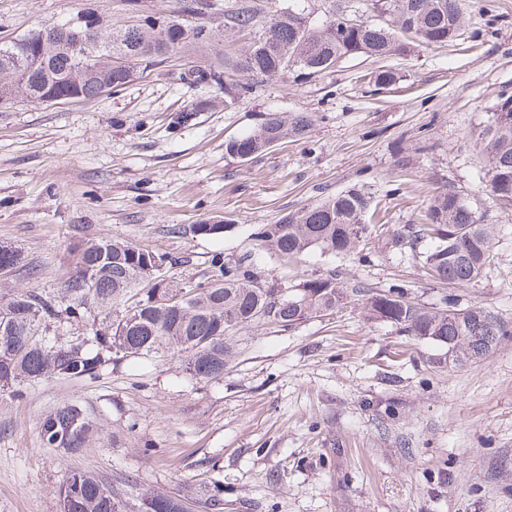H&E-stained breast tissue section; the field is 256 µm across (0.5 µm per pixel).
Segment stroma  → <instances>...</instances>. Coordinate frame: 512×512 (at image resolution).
<instances>
[{
  "label": "stroma",
  "instance_id": "obj_1",
  "mask_svg": "<svg viewBox=\"0 0 512 512\" xmlns=\"http://www.w3.org/2000/svg\"><path fill=\"white\" fill-rule=\"evenodd\" d=\"M87 8L127 18L126 0H0V42ZM245 44L183 48L92 100L0 103V245L23 254L0 277V297L57 293L75 248L106 237L164 255L167 275L185 281H206L218 254L253 266L268 288L338 273L425 307L479 305L512 325V222L477 144L499 95L512 91V0H496L491 17L468 13L448 45L346 57L325 75L268 79L229 104L182 80ZM382 69L396 80L378 89ZM298 111L314 115L304 139L244 161L227 155L225 143L268 113ZM354 187L375 211L352 252L287 259L257 237L260 225ZM445 190L497 227L490 270L464 288L428 277L419 250L389 246ZM215 221L223 234L196 233ZM231 341V362L211 380L165 354L119 362L93 381L0 393V512H60L57 490L73 467L127 480L128 512H140L147 491L193 493L190 512H203L216 482L224 512H512V336L485 360L441 366V347L368 320L351 300ZM67 402L85 405L101 428L68 458L38 435L44 415Z\"/></svg>",
  "mask_w": 512,
  "mask_h": 512
}]
</instances>
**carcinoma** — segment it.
Wrapping results in <instances>:
<instances>
[{
    "instance_id": "carcinoma-1",
    "label": "carcinoma",
    "mask_w": 512,
    "mask_h": 512,
    "mask_svg": "<svg viewBox=\"0 0 512 512\" xmlns=\"http://www.w3.org/2000/svg\"><path fill=\"white\" fill-rule=\"evenodd\" d=\"M213 0H181L180 8L165 16L157 32L126 23H109L103 39H112L116 62L107 69L100 60L80 71L68 46L73 33L66 23L52 27L53 38L40 43V30L0 44V85L9 96L30 101L46 90L67 96L78 89L82 98L99 95V85L112 79L121 88L134 71L145 72L171 52L189 44L205 46L229 40L243 31L254 33L250 45L234 55L200 68L194 82L224 93L236 101L255 95L263 80L291 73L309 78L329 71L343 57L366 55L386 58L402 55L416 40L443 46L458 36L464 24V0H374L377 18L368 20L346 13V6L330 2L325 19L317 22L301 5L289 6L262 17L243 2L224 12V27L202 30L186 24V13L207 15ZM147 41L153 55L139 52ZM309 112L268 114L249 135L225 144L227 154L253 157L268 150L274 140L302 138L312 126ZM487 158L484 178L504 214L512 216V93L499 96L486 125L478 134ZM372 197L351 188L319 203L264 224L258 235L282 256L300 255L318 247L336 256L355 249L366 225ZM428 223L398 231L392 238L397 250L413 248L420 237L432 246L423 253L427 274L459 287L481 276L491 265V241L496 227L452 191L436 193L430 201ZM23 259L15 247L0 246V274H7ZM166 257L152 250L101 238L81 246L75 269L57 296L37 288L17 289L0 299V315L9 316L0 327V391L22 395V386L52 378L95 379L115 358L146 357L168 352L184 359L199 380L224 374L231 350L227 333L260 322L289 327L312 315H328L352 296L364 298L366 316L389 322L409 336L432 341L452 352V363L465 365L486 359L512 330L481 306L465 313L425 308L390 288L373 292L347 287L338 275L306 280L287 293L259 284L251 266L230 264L215 255L211 279L187 285L161 277ZM85 324L89 334L62 338L51 325ZM98 428L77 403H65L49 412L40 424L47 448H62L74 455L87 447ZM65 512H125L120 495L93 474L70 469L58 490ZM208 512H224V489L214 483L202 502ZM141 512H187L185 501L164 493H147Z\"/></svg>"
}]
</instances>
